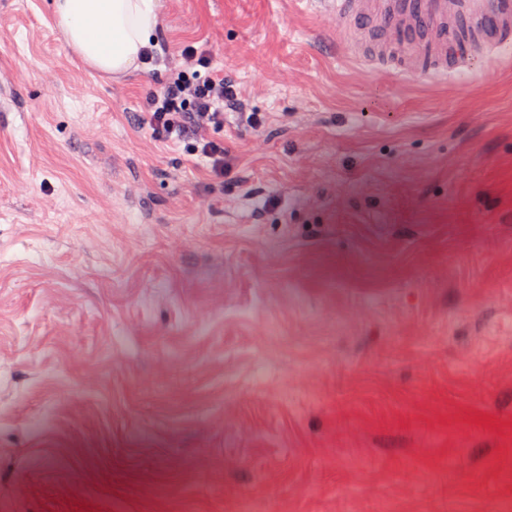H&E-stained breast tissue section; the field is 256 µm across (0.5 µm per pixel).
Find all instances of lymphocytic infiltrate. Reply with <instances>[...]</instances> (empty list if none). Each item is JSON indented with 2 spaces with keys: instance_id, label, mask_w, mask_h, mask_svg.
Listing matches in <instances>:
<instances>
[{
  "instance_id": "lymphocytic-infiltrate-1",
  "label": "lymphocytic infiltrate",
  "mask_w": 512,
  "mask_h": 512,
  "mask_svg": "<svg viewBox=\"0 0 512 512\" xmlns=\"http://www.w3.org/2000/svg\"><path fill=\"white\" fill-rule=\"evenodd\" d=\"M240 106L236 82L213 69L210 56L185 46L168 68L160 88L145 105V124L153 140L186 141L205 158L212 182L224 180V116Z\"/></svg>"
}]
</instances>
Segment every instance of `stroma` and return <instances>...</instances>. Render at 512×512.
Here are the masks:
<instances>
[{
  "instance_id": "obj_1",
  "label": "stroma",
  "mask_w": 512,
  "mask_h": 512,
  "mask_svg": "<svg viewBox=\"0 0 512 512\" xmlns=\"http://www.w3.org/2000/svg\"><path fill=\"white\" fill-rule=\"evenodd\" d=\"M263 135L0 0V512H512V62L374 76L315 0H159ZM177 64L168 66L160 88L145 105V125L153 140L188 141L193 154L206 159L210 188L224 182V114L241 105L236 82L214 70L211 57L185 46ZM181 63V64H180Z\"/></svg>"
}]
</instances>
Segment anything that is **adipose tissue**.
Returning <instances> with one entry per match:
<instances>
[{"mask_svg": "<svg viewBox=\"0 0 512 512\" xmlns=\"http://www.w3.org/2000/svg\"><path fill=\"white\" fill-rule=\"evenodd\" d=\"M66 42L86 66L118 75L156 37L157 0H51Z\"/></svg>", "mask_w": 512, "mask_h": 512, "instance_id": "obj_1", "label": "adipose tissue"}]
</instances>
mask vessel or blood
<instances>
[{"label": "vessel or blood", "instance_id": "vessel-or-blood-1", "mask_svg": "<svg viewBox=\"0 0 512 512\" xmlns=\"http://www.w3.org/2000/svg\"><path fill=\"white\" fill-rule=\"evenodd\" d=\"M372 71L453 79L512 52V0H324Z\"/></svg>", "mask_w": 512, "mask_h": 512}]
</instances>
